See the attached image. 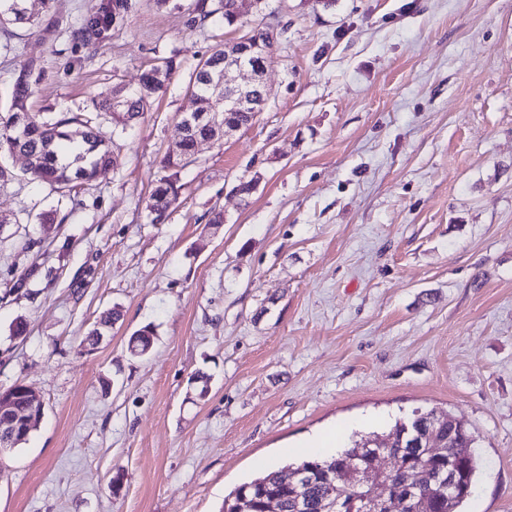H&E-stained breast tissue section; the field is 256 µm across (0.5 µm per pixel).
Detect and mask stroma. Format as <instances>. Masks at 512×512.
<instances>
[{"instance_id":"35a3bbf8","label":"stroma","mask_w":512,"mask_h":512,"mask_svg":"<svg viewBox=\"0 0 512 512\" xmlns=\"http://www.w3.org/2000/svg\"><path fill=\"white\" fill-rule=\"evenodd\" d=\"M100 2L27 0L39 27L0 29V112L22 73L30 111L80 113L176 61L136 124L103 120L118 159L95 184L0 156V391L45 403L0 456V512H220L308 437L432 409L475 437L463 512H512V0H266L230 27L127 0L74 37ZM259 23L280 34L264 111L151 223L195 67ZM128 8V4L123 0L112 3V10L110 6L100 5L98 11L89 20L79 24L74 33L88 41H99L105 38L111 23L112 28L119 23Z\"/></svg>"}]
</instances>
